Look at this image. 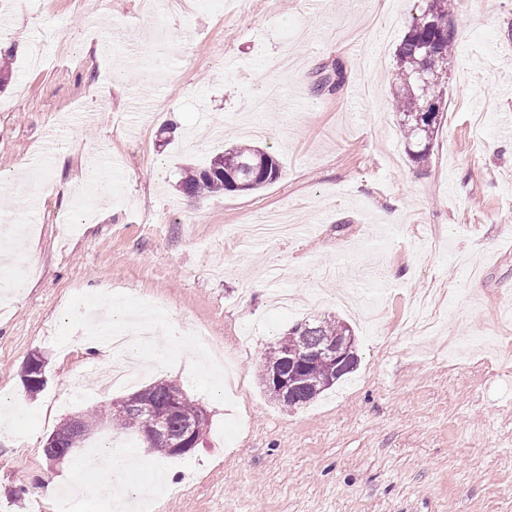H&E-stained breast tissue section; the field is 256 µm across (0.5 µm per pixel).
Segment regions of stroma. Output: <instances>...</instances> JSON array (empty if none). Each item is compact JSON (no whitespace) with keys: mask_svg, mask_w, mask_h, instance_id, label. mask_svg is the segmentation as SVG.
Returning <instances> with one entry per match:
<instances>
[{"mask_svg":"<svg viewBox=\"0 0 512 512\" xmlns=\"http://www.w3.org/2000/svg\"><path fill=\"white\" fill-rule=\"evenodd\" d=\"M155 3L0 0L13 67L0 216L34 184L74 185L0 235L15 252L0 275L21 283L0 298V404L15 411L0 424V512H29L46 478L80 484L73 512H105L100 473L79 462L117 445L137 458L119 493L163 475L160 512H512V0H454L444 116L422 165L387 81L422 0ZM242 142L273 153L278 180L188 202L183 168ZM21 162L32 181L16 179ZM261 214L294 234L253 238ZM283 288L303 310L272 305ZM104 292L130 315L163 301L160 334L204 325L223 368L178 343L97 392L108 362L85 347L86 312ZM328 316L353 328L356 371L305 406L274 403L258 381L269 346ZM36 353L47 382L32 396L21 370ZM157 381L209 415L192 453L105 431L47 462L70 415Z\"/></svg>","mask_w":512,"mask_h":512,"instance_id":"obj_1","label":"stroma"}]
</instances>
